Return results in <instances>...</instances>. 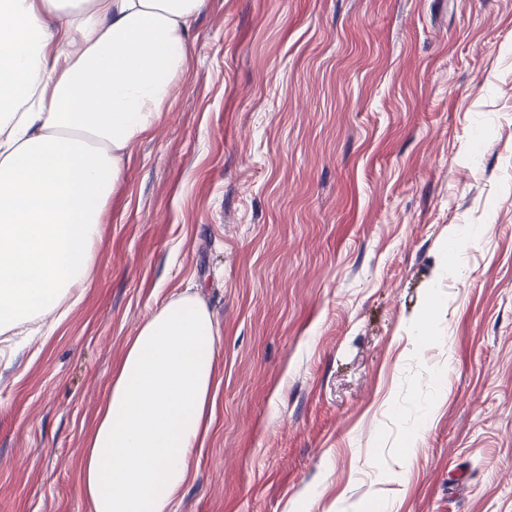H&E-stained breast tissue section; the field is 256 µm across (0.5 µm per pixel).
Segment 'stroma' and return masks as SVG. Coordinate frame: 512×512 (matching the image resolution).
<instances>
[{
  "instance_id": "1",
  "label": "stroma",
  "mask_w": 512,
  "mask_h": 512,
  "mask_svg": "<svg viewBox=\"0 0 512 512\" xmlns=\"http://www.w3.org/2000/svg\"><path fill=\"white\" fill-rule=\"evenodd\" d=\"M179 295L222 359L175 512H512V0H206L80 301L0 335V512H89Z\"/></svg>"
}]
</instances>
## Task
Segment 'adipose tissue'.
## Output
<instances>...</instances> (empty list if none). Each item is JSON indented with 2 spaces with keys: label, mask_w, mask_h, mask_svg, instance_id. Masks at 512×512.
<instances>
[{
  "label": "adipose tissue",
  "mask_w": 512,
  "mask_h": 512,
  "mask_svg": "<svg viewBox=\"0 0 512 512\" xmlns=\"http://www.w3.org/2000/svg\"><path fill=\"white\" fill-rule=\"evenodd\" d=\"M205 2L0 0L1 335L79 302L104 207L185 73ZM220 361L198 298L145 320L80 452L92 512H174Z\"/></svg>",
  "instance_id": "1"
}]
</instances>
